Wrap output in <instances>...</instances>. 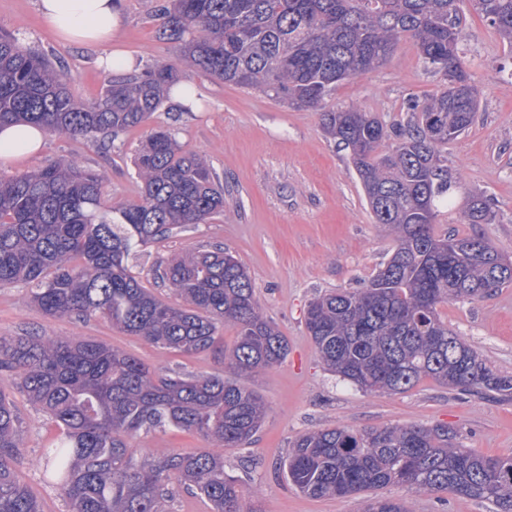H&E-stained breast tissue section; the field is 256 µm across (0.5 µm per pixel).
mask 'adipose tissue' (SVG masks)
Here are the masks:
<instances>
[{
	"label": "adipose tissue",
	"mask_w": 512,
	"mask_h": 512,
	"mask_svg": "<svg viewBox=\"0 0 512 512\" xmlns=\"http://www.w3.org/2000/svg\"><path fill=\"white\" fill-rule=\"evenodd\" d=\"M36 7L46 24L71 43L106 46L99 58L101 66L114 72L133 69V59L110 46L121 16L119 0H37ZM44 136L43 129L32 125L1 128L0 160L37 152Z\"/></svg>",
	"instance_id": "adipose-tissue-1"
}]
</instances>
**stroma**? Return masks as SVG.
<instances>
[{
	"label": "stroma",
	"instance_id": "obj_1",
	"mask_svg": "<svg viewBox=\"0 0 512 512\" xmlns=\"http://www.w3.org/2000/svg\"><path fill=\"white\" fill-rule=\"evenodd\" d=\"M158 0H122L119 37L136 69L158 62L178 63L176 44L157 35ZM466 63L479 93V109L469 128L443 149L448 171L458 177L454 201L441 208V232L481 234L512 255V48L497 30L463 0ZM0 31L13 34L47 55L65 74L73 99L89 101L101 91L108 71L93 47H77L52 34L35 0H0ZM181 84L195 87L197 101L184 106L168 99L143 125L96 146L81 137L47 133L31 157L0 160V176L75 160L104 176L102 199L119 208L136 202L140 183L134 158L160 127L174 130L184 151L201 155L224 182L223 215L189 227L147 247L136 272L150 276L155 262L220 244L247 269L264 317L288 341L286 360L240 381L266 401L268 414L245 451L226 449L227 471L238 476L246 497L262 512H361L362 496L316 499L289 485L279 467L299 435L320 428L354 430L445 423L463 447L512 457V398H486L425 378L402 393H366L326 369L305 328L315 297L360 287L388 260L394 235L376 224L348 153L326 136L323 110L355 106L387 123L407 118L410 99L436 92L442 75L425 65L412 41L369 72L339 82L324 109L297 110L263 92L183 69ZM485 193L495 217L488 224L461 219L468 193ZM449 329L476 349L494 372L512 376V286L480 301H452L440 309ZM78 336L118 347L158 372L194 374L233 371L217 354L182 355L113 329L98 318L53 319L28 299L20 284L0 287V336ZM21 421L23 450L15 463L18 478L41 500L44 512H66L57 488L46 484L35 466L56 429L9 380L0 378ZM203 436L170 431L133 440L140 463L162 452H195L208 447ZM384 496L405 502L409 512H495L450 491L418 493L403 484L383 488Z\"/></svg>",
	"mask_w": 512,
	"mask_h": 512
}]
</instances>
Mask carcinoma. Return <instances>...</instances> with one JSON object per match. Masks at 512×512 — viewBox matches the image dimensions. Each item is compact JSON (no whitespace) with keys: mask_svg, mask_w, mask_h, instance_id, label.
I'll use <instances>...</instances> for the list:
<instances>
[{"mask_svg":"<svg viewBox=\"0 0 512 512\" xmlns=\"http://www.w3.org/2000/svg\"><path fill=\"white\" fill-rule=\"evenodd\" d=\"M459 0H168L160 38L179 44L181 63L295 109H316L336 83L387 62L413 40L444 84L409 101L406 123L389 125L356 107L323 113V128L344 149L375 223L396 247L355 289L315 297L305 326L327 368L361 390L401 393L429 377L462 391L512 395V377L448 329L440 307L479 300L512 286L509 259L479 235L440 234L438 205L452 187L441 148L471 125L478 95L461 48ZM512 45V0H471ZM180 69L157 62L112 78L95 99L76 103L64 75L19 38L0 34V128L30 124L94 143L146 122L164 104ZM138 202L102 203V177L69 160L0 177V286L23 282L30 302L52 318L99 317L146 342L191 355L211 350L238 375L278 366L288 343L260 312L244 265L216 244L160 261L156 288L133 271L138 248L224 213V186L169 129L155 131L134 161ZM468 224H489L482 193L467 196ZM233 323L226 352L217 324ZM0 372L13 377L57 433L41 450L43 479L67 512H171L174 486L210 512H262L224 468V449L244 448L267 404L219 374H161L126 351L77 336H0ZM170 429L200 434L212 447L164 452L138 467L128 436ZM23 447L13 403L0 393V512H43L14 474ZM289 483L314 498H344L390 483L417 492L449 490L512 512V457L459 447L446 424L354 431L333 427L298 436L283 463ZM363 512H408L375 495Z\"/></svg>","mask_w":512,"mask_h":512,"instance_id":"obj_1","label":"carcinoma"}]
</instances>
